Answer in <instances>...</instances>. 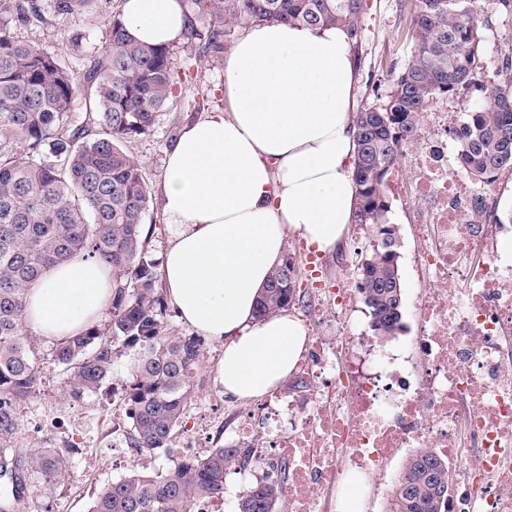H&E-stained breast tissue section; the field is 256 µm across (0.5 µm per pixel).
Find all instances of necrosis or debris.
<instances>
[{"label":"necrosis or debris","mask_w":512,"mask_h":512,"mask_svg":"<svg viewBox=\"0 0 512 512\" xmlns=\"http://www.w3.org/2000/svg\"><path fill=\"white\" fill-rule=\"evenodd\" d=\"M460 129L447 102L421 113L408 180L424 236L412 258L430 287L417 305L418 364L382 347L340 356L317 337L300 364L311 407L274 391L243 410L231 434L256 467L288 463L282 512H336L353 474L382 475L404 448H424L458 468L450 512H512V258L501 225L477 216L489 198L449 176Z\"/></svg>","instance_id":"obj_1"}]
</instances>
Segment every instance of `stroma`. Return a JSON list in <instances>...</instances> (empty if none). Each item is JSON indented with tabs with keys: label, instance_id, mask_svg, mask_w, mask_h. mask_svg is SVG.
Here are the masks:
<instances>
[{
	"label": "stroma",
	"instance_id": "35a3bbf8",
	"mask_svg": "<svg viewBox=\"0 0 512 512\" xmlns=\"http://www.w3.org/2000/svg\"><path fill=\"white\" fill-rule=\"evenodd\" d=\"M365 2L360 19L363 39L354 50L356 103L360 106L375 104L378 97L387 92L391 72L404 65L413 43L416 15L415 0ZM108 12L99 8L58 16L47 7L42 20L14 26L12 33L21 41L61 55L78 72L97 57L105 43L109 34ZM481 18L487 23L484 61L489 66L499 65L506 42L512 40V13L492 8L482 13ZM175 52L176 68L186 85L185 92L169 100L149 134L126 145L127 152L141 164L153 193L146 221L153 226L149 256L154 260L171 237V227L157 199L164 180L167 151L185 123L224 106L222 59L195 58L192 50L180 42L176 43ZM388 198L389 218L397 230L405 330L386 340L385 345L406 349L416 334V305L428 289L427 282L417 276L411 262L424 241L416 227L417 209L411 194L400 196L392 192ZM372 236L369 226L351 224L342 244L321 256V272L328 287L346 291L349 296L344 317L350 318L363 331L369 328V314L350 269L358 251L368 245ZM286 252L302 266L298 279L301 300L290 312L302 321L318 318L322 303L311 287L309 270L303 266L308 249L292 235L287 240ZM38 348L45 359L39 390L32 400L17 407L18 428L10 444L15 448L61 449L66 452L69 464L52 487L32 482L24 512H88L97 492L131 469L167 470L185 457L188 449L201 454L228 441L224 430L233 423L237 403L227 399L213 381L212 367L222 352L218 344L205 345L197 373L196 395L187 407L180 430L169 448L151 455L138 454L121 441L128 420L124 404L112 394L113 388L120 385L119 378H112L107 390L71 396L60 367L48 359L50 343L40 342ZM214 401L219 402L223 411L211 415V422H204V415H209L208 405Z\"/></svg>",
	"mask_w": 512,
	"mask_h": 512
}]
</instances>
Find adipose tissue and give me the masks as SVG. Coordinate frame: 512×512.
I'll return each instance as SVG.
<instances>
[{
    "label": "adipose tissue",
    "mask_w": 512,
    "mask_h": 512,
    "mask_svg": "<svg viewBox=\"0 0 512 512\" xmlns=\"http://www.w3.org/2000/svg\"><path fill=\"white\" fill-rule=\"evenodd\" d=\"M122 16L149 46L188 25L183 0H124ZM355 84L343 28L250 24L224 57L223 109L186 124L168 151L160 204L172 234L158 275L182 324L222 346L213 381L227 398L275 390L305 349L299 319H257V302L288 235L331 252L354 219ZM111 302V268L80 254L27 288L23 321L61 342Z\"/></svg>",
    "instance_id": "adipose-tissue-1"
}]
</instances>
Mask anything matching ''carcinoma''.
<instances>
[{"label": "carcinoma", "instance_id": "cac0c4a2", "mask_svg": "<svg viewBox=\"0 0 512 512\" xmlns=\"http://www.w3.org/2000/svg\"><path fill=\"white\" fill-rule=\"evenodd\" d=\"M93 0H53L57 15L81 11ZM365 0H187L189 24L182 41L198 57H217L235 29L253 22L334 25L361 42ZM6 23L42 18L38 0H0ZM479 0H418L413 48L390 75L376 105L354 116L357 155L353 179L355 223L372 227L374 242L356 268L358 292L370 298L369 327L376 336L403 328L402 297L388 284L397 255L387 200L389 174L419 114L437 97L456 96L486 78ZM174 45L147 46L127 31L122 13H110L109 35L98 59L80 74L61 56L21 43L0 27V133L27 153L48 150L33 162L0 152V512H22L27 477L50 486L68 467L55 448L25 452L7 444L17 429L12 406L36 392L37 338L22 324L24 294L46 271L77 254L112 267L110 320L91 326L52 349L69 392H96L110 381L115 362L132 359L123 384L130 406V447L153 453L169 447L187 405L204 341L169 331L167 302L157 265L148 256L152 227L145 224L151 198L142 166L124 144L151 131L180 84ZM459 139L461 171L490 184L512 168V44L490 81L488 96L467 105ZM293 258L278 266L264 288L256 316L287 310L297 298L288 274ZM250 465L239 448H210L170 470L133 471L104 487L89 512H193L203 498L224 495V473ZM286 464L279 477L248 487L235 512H280ZM448 461L428 452L409 456L386 512H448Z\"/></svg>", "mask_w": 512, "mask_h": 512}]
</instances>
